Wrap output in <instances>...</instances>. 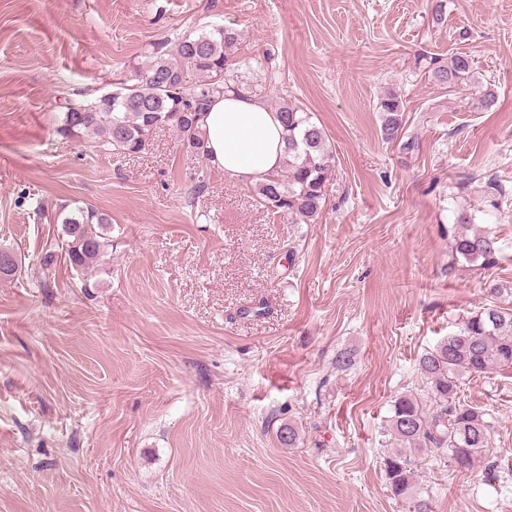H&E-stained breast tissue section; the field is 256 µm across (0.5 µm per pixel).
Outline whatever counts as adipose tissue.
<instances>
[{"label":"adipose tissue","mask_w":512,"mask_h":512,"mask_svg":"<svg viewBox=\"0 0 512 512\" xmlns=\"http://www.w3.org/2000/svg\"><path fill=\"white\" fill-rule=\"evenodd\" d=\"M210 165L253 184L280 168L284 131L277 112L256 99L218 97L202 118Z\"/></svg>","instance_id":"ef3b65f1"}]
</instances>
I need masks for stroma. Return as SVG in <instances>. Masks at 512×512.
Segmentation results:
<instances>
[{
	"label": "stroma",
	"instance_id": "obj_1",
	"mask_svg": "<svg viewBox=\"0 0 512 512\" xmlns=\"http://www.w3.org/2000/svg\"><path fill=\"white\" fill-rule=\"evenodd\" d=\"M219 25L239 79L328 134L317 223L217 170L197 189L169 128L131 156L54 131L68 94L111 92L152 46ZM457 52L477 86L430 77ZM392 90L409 152L380 136ZM65 204L112 217L91 288L60 259L30 276ZM463 210L499 240L492 270L451 251ZM0 245L22 260L0 279V512H407L385 475L391 405L428 401L418 359L487 278L512 286V0H0ZM459 396L492 414L490 448L467 469L423 456L418 484L434 512H512V367Z\"/></svg>",
	"mask_w": 512,
	"mask_h": 512
}]
</instances>
